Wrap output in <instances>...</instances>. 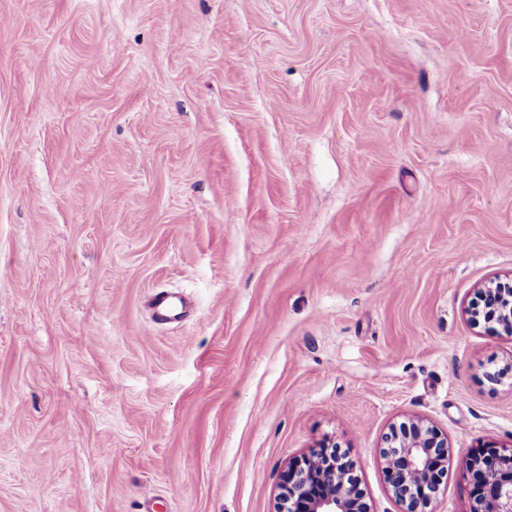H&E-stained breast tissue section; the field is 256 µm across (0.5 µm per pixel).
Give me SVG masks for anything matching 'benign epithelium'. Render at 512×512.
<instances>
[{"label":"benign epithelium","mask_w":512,"mask_h":512,"mask_svg":"<svg viewBox=\"0 0 512 512\" xmlns=\"http://www.w3.org/2000/svg\"><path fill=\"white\" fill-rule=\"evenodd\" d=\"M481 301L465 308L473 325L495 324L512 336V274L480 286ZM381 453L389 490L403 512H430L440 481L436 455L448 456V438L411 417L392 426ZM473 477L470 512H512V450L482 451L465 461ZM275 512H370L343 458L320 449L288 470Z\"/></svg>","instance_id":"obj_1"}]
</instances>
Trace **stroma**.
<instances>
[{
	"label": "stroma",
	"mask_w": 512,
	"mask_h": 512,
	"mask_svg": "<svg viewBox=\"0 0 512 512\" xmlns=\"http://www.w3.org/2000/svg\"><path fill=\"white\" fill-rule=\"evenodd\" d=\"M510 273L512 0H0V512H274L323 444L401 512L411 416L469 512ZM479 289L481 301L465 308L468 319L475 326H479L481 320L495 324L498 331L512 336V274L489 281ZM155 316L162 322H178L183 317L182 306H179L167 294L158 293L153 300ZM381 453L389 490L403 512H431L440 481L436 478V455L447 458L448 438L424 419L411 417L392 426Z\"/></svg>",
	"instance_id": "stroma-1"
}]
</instances>
